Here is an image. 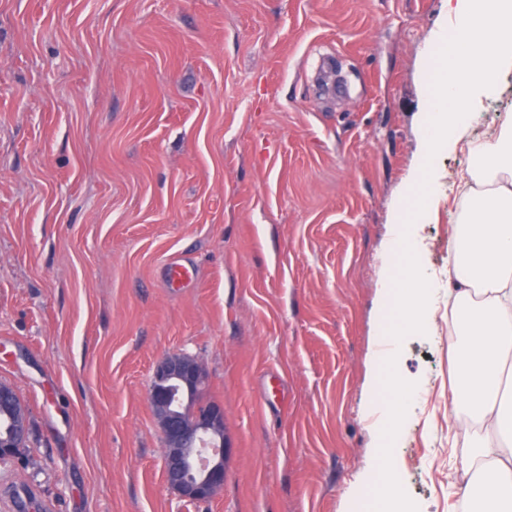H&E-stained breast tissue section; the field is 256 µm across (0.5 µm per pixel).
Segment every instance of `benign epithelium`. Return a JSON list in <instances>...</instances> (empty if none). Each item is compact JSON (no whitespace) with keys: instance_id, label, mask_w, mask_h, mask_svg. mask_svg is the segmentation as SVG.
Segmentation results:
<instances>
[{"instance_id":"benign-epithelium-1","label":"benign epithelium","mask_w":512,"mask_h":512,"mask_svg":"<svg viewBox=\"0 0 512 512\" xmlns=\"http://www.w3.org/2000/svg\"><path fill=\"white\" fill-rule=\"evenodd\" d=\"M207 375L194 359L172 353L153 372L149 401L164 439L163 477L168 488L185 503L212 499L224 487L230 445L223 437L224 411L202 406L194 399L205 391ZM10 435L0 442V460L12 457L13 440L29 432L27 410L9 415ZM214 443L206 453L203 439Z\"/></svg>"}]
</instances>
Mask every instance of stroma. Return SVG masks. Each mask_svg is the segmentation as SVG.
Listing matches in <instances>:
<instances>
[{
    "label": "stroma",
    "mask_w": 512,
    "mask_h": 512,
    "mask_svg": "<svg viewBox=\"0 0 512 512\" xmlns=\"http://www.w3.org/2000/svg\"><path fill=\"white\" fill-rule=\"evenodd\" d=\"M448 0H0V383L30 412L0 512H360L392 214L423 166ZM512 110V72L470 136ZM419 260L436 329L393 447L418 512H462L448 324L466 146L437 154ZM186 268L171 279L174 265ZM203 365L232 452L181 506L149 403Z\"/></svg>",
    "instance_id": "obj_1"
}]
</instances>
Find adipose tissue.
Instances as JSON below:
<instances>
[{
	"mask_svg": "<svg viewBox=\"0 0 512 512\" xmlns=\"http://www.w3.org/2000/svg\"><path fill=\"white\" fill-rule=\"evenodd\" d=\"M470 193L451 235L447 277L457 391L449 419L470 425L460 488L466 512H512V113H503L491 139L469 144Z\"/></svg>",
	"mask_w": 512,
	"mask_h": 512,
	"instance_id": "ef3b65f1",
	"label": "adipose tissue"
}]
</instances>
